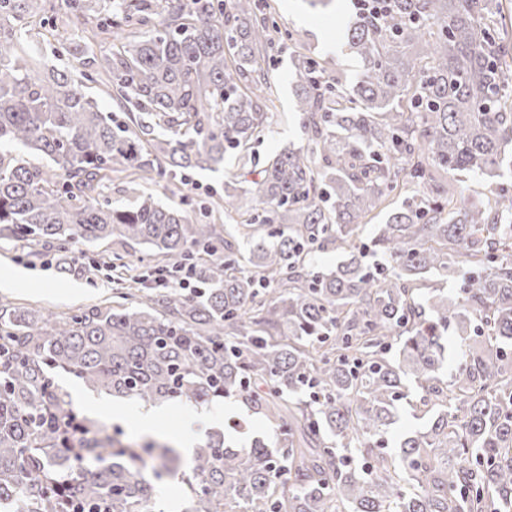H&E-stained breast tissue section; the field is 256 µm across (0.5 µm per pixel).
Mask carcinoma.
Masks as SVG:
<instances>
[{"mask_svg": "<svg viewBox=\"0 0 512 512\" xmlns=\"http://www.w3.org/2000/svg\"><path fill=\"white\" fill-rule=\"evenodd\" d=\"M64 3L63 19L0 0V239L36 259L82 241L144 246L190 266L200 290L149 284L169 273L156 266L140 293L117 277L113 304L62 317L0 302V506L157 512L158 483L180 471L184 512H512V195L476 204L460 186L512 165L499 0L361 5L348 84L295 51L305 139L259 169L249 149L273 116L278 33L259 0ZM35 28L65 65L33 69ZM79 32L99 48L91 64L68 50ZM228 157L240 168L224 181L225 237L138 192ZM120 178L130 203L107 193ZM375 212L367 248L357 231ZM325 250L342 260L312 266ZM461 261L474 275L456 296L424 287ZM60 372L146 405L235 396L274 439L234 448L211 430L183 471L178 449L77 414ZM404 399L429 421L392 454L382 437Z\"/></svg>", "mask_w": 512, "mask_h": 512, "instance_id": "obj_1", "label": "carcinoma"}]
</instances>
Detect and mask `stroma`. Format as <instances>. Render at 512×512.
I'll return each instance as SVG.
<instances>
[{
  "instance_id": "obj_1",
  "label": "stroma",
  "mask_w": 512,
  "mask_h": 512,
  "mask_svg": "<svg viewBox=\"0 0 512 512\" xmlns=\"http://www.w3.org/2000/svg\"><path fill=\"white\" fill-rule=\"evenodd\" d=\"M266 12L283 36L270 53L269 75L276 110L270 127L255 141L253 152L265 158L302 139L301 125L294 111L293 89L297 83L292 54L296 46H305L310 55L342 80L349 81L359 70L356 59L342 52L345 28L354 14L353 0H332L325 8H311L307 0H266ZM335 46H328L327 36ZM237 171L236 160L226 162L223 173L196 169L178 175L175 180L151 183L150 189L161 201L183 204L191 221L220 224L223 213L214 211L213 200L224 194V180ZM23 270L28 280L15 288H1L0 300L17 307L71 313L77 309L103 306L112 300V283L104 273L85 276L82 271L63 273L56 264L29 259L25 249L0 239V280L14 270Z\"/></svg>"
}]
</instances>
